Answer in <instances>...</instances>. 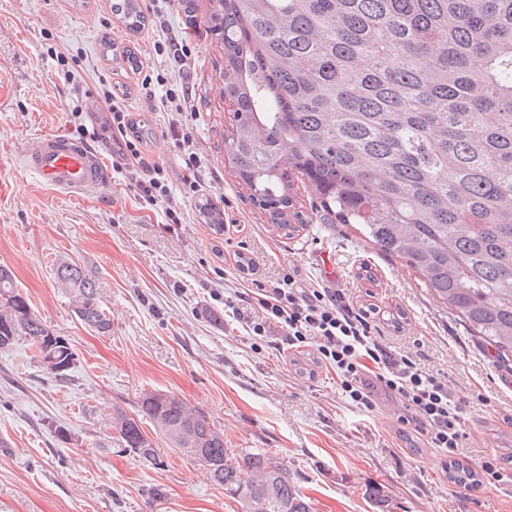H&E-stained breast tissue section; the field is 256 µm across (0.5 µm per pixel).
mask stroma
I'll list each match as a JSON object with an SVG mask.
<instances>
[{"label": "stroma", "instance_id": "obj_1", "mask_svg": "<svg viewBox=\"0 0 512 512\" xmlns=\"http://www.w3.org/2000/svg\"><path fill=\"white\" fill-rule=\"evenodd\" d=\"M211 8L210 0H195L189 11L177 0L168 15L191 41L188 123L206 165L191 195L167 120L147 109L146 91L177 80L153 49L156 32L128 30L112 0H0V265L75 352L60 379L24 341L0 351V512H243L204 466L165 439L155 440L164 459L158 469L121 447L115 409L134 414L141 397L156 392L208 413L234 453H276L311 512H512V470L500 481L484 472L494 454H512V366L499 364L400 260L377 253L349 225L325 223L300 175L291 194L304 226L295 235L284 236L254 206L224 161L232 113L224 51L204 26ZM65 49L72 58L63 66L55 54ZM67 69L85 73V81H65ZM116 82L133 88L128 107L144 114L147 157L164 168L168 204L182 223L141 208L120 174L103 188L66 195L17 162L42 134L73 133V98L87 104L85 124H100V87ZM206 200L223 212L224 232L204 223L198 205ZM237 253L255 260L264 286L290 274L343 289L353 305L404 313V331L382 339L464 397L458 460L479 472V485L450 484L435 449L399 450L397 403L356 406L330 369L300 377L281 332L254 335L226 313L239 287ZM72 261L97 281L110 332L85 326L57 287L55 268ZM211 310L223 313V324L210 321ZM375 490L387 509L371 499Z\"/></svg>", "mask_w": 512, "mask_h": 512}]
</instances>
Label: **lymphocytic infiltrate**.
Listing matches in <instances>:
<instances>
[{
    "label": "lymphocytic infiltrate",
    "mask_w": 512,
    "mask_h": 512,
    "mask_svg": "<svg viewBox=\"0 0 512 512\" xmlns=\"http://www.w3.org/2000/svg\"><path fill=\"white\" fill-rule=\"evenodd\" d=\"M152 23L158 34L156 52L170 55L183 66L190 46L182 32L169 28L168 0H152ZM128 93L117 85L102 88L100 99L107 109L99 129H88L81 119L80 100L70 103V115L78 119L77 131L92 140L107 139L118 148L122 159L118 173L133 180L137 198L145 209L166 202L171 189L162 167L146 160V125L126 107ZM192 89L187 83L167 88L159 98L181 153L185 173L182 182L189 192L201 185L202 161L192 129L183 120L189 110ZM232 314L254 334L275 328L283 333L289 348L310 350L315 365L333 369L344 392L357 405L374 410L379 396L397 400L403 412L400 430L424 439L443 455L454 456L465 432L461 401L440 377L426 371L411 356L396 352L377 340L372 309L355 308L342 290L307 288L293 276H285L271 288H246L237 295ZM260 319H252V309Z\"/></svg>",
    "instance_id": "1"
}]
</instances>
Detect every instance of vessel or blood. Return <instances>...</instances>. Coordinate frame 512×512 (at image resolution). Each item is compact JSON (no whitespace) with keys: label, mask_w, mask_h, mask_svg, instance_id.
I'll use <instances>...</instances> for the list:
<instances>
[{"label":"vessel or blood","mask_w":512,"mask_h":512,"mask_svg":"<svg viewBox=\"0 0 512 512\" xmlns=\"http://www.w3.org/2000/svg\"><path fill=\"white\" fill-rule=\"evenodd\" d=\"M21 164L57 192L97 190L111 179L110 169L86 141L62 133L43 135L34 149L22 155Z\"/></svg>","instance_id":"1"}]
</instances>
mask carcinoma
I'll return each instance as SVG.
<instances>
[{
    "label": "carcinoma",
    "instance_id": "carcinoma-1",
    "mask_svg": "<svg viewBox=\"0 0 512 512\" xmlns=\"http://www.w3.org/2000/svg\"><path fill=\"white\" fill-rule=\"evenodd\" d=\"M206 32L224 46L234 103L224 154L250 199L291 236L289 171L307 178L330 224H351L415 271L470 334L512 362V0H212ZM126 27L138 0H115ZM57 284L84 324L112 322L96 280L63 262ZM74 359L0 266V350L19 339ZM201 462L245 512H311L277 454L224 447L209 417L172 394L117 408L119 441L164 460L141 427ZM448 481L478 482L448 468Z\"/></svg>",
    "mask_w": 512,
    "mask_h": 512
}]
</instances>
